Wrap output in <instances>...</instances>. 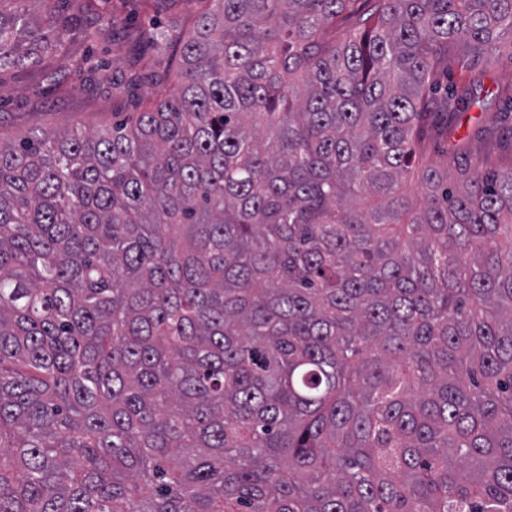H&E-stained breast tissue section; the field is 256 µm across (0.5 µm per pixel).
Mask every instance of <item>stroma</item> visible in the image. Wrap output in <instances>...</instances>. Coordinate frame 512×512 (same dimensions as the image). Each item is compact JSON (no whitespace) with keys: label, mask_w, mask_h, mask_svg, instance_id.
<instances>
[{"label":"stroma","mask_w":512,"mask_h":512,"mask_svg":"<svg viewBox=\"0 0 512 512\" xmlns=\"http://www.w3.org/2000/svg\"><path fill=\"white\" fill-rule=\"evenodd\" d=\"M57 12L70 20V53L54 54L40 65L0 71V139L11 140L33 129L88 130L111 124L115 113L136 111L140 99L149 96L148 85L127 88L128 60L140 56L142 71L176 66L177 59L166 46L149 42L141 33L157 19L172 31L189 29L195 6L192 0H163L150 6L146 0H94L91 10L74 12L70 0H56ZM124 17L130 40H109L89 45L84 29L109 14ZM56 70L65 76L64 87H55L43 77ZM482 77L485 86H512V42L502 41L494 61L485 57L461 65L449 61L440 84L460 85ZM467 144L484 168L496 170L512 165V102L490 100L485 108H470L461 117L449 140L426 138L423 146L429 161L439 162L449 144Z\"/></svg>","instance_id":"obj_1"}]
</instances>
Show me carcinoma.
Listing matches in <instances>:
<instances>
[{
    "instance_id": "carcinoma-1",
    "label": "carcinoma",
    "mask_w": 512,
    "mask_h": 512,
    "mask_svg": "<svg viewBox=\"0 0 512 512\" xmlns=\"http://www.w3.org/2000/svg\"><path fill=\"white\" fill-rule=\"evenodd\" d=\"M194 2L176 91L0 141V512H512V166L422 158L512 0Z\"/></svg>"
}]
</instances>
